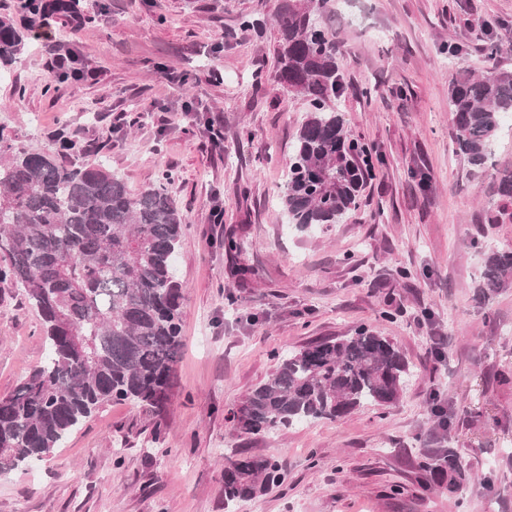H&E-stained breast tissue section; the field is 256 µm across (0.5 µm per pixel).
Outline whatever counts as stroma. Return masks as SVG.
I'll use <instances>...</instances> for the list:
<instances>
[{"instance_id": "stroma-1", "label": "stroma", "mask_w": 512, "mask_h": 512, "mask_svg": "<svg viewBox=\"0 0 512 512\" xmlns=\"http://www.w3.org/2000/svg\"><path fill=\"white\" fill-rule=\"evenodd\" d=\"M279 2L80 0L90 23L32 45L0 81V133L14 146L53 151L68 136V162L107 158L135 194L171 173L186 219L184 351L165 410L105 406L49 459L0 475V512H512V288L477 294L484 246L512 248L493 187L512 168V125L475 172L453 151L448 110L451 80L485 73L488 40L512 71V0L336 4L337 106L383 165L343 223L305 232L280 204L308 102L271 79ZM253 12L263 36L239 26ZM66 54L97 77L58 78ZM230 236L241 253L225 251ZM361 327L413 367L396 403L237 434L230 412L274 353ZM44 355L40 318L0 283V396ZM448 447L471 474L453 499L421 487L418 468ZM235 452L276 457L286 482L225 507Z\"/></svg>"}]
</instances>
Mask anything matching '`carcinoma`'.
Masks as SVG:
<instances>
[{
  "mask_svg": "<svg viewBox=\"0 0 512 512\" xmlns=\"http://www.w3.org/2000/svg\"><path fill=\"white\" fill-rule=\"evenodd\" d=\"M330 0H282L276 13L273 79L311 109L293 146L281 196L299 229L339 224L373 176L371 152L351 139L336 109L343 89L340 45L324 26ZM31 37L0 16V77ZM454 153L484 169L503 118L512 116V71L493 66L448 87ZM169 178L130 193L103 163L64 164L58 154L15 148L0 132V283L22 290L42 320L46 355L0 397V474L53 455L106 405L130 401L159 413L182 357L183 286L175 261L185 219ZM499 217L512 219V170L498 174ZM512 284V249L490 250L479 288ZM411 376L387 337L367 328L313 340L278 357L232 420L241 435L341 419L395 403ZM422 485L453 496L468 481L456 449L419 463ZM285 479L272 457L224 458V504L254 499Z\"/></svg>",
  "mask_w": 512,
  "mask_h": 512,
  "instance_id": "1",
  "label": "carcinoma"
}]
</instances>
